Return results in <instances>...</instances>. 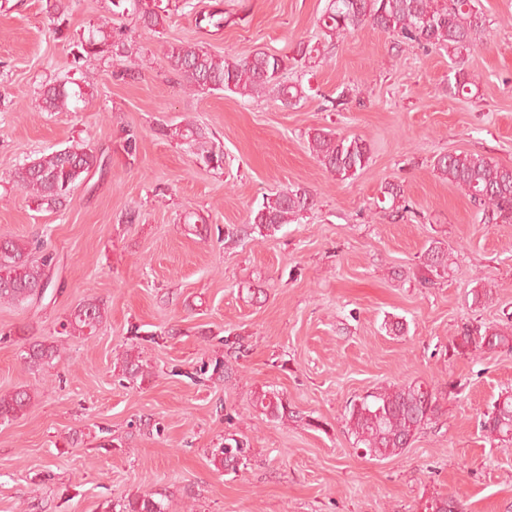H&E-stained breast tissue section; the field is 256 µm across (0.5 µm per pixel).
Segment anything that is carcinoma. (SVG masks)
<instances>
[{
  "label": "carcinoma",
  "instance_id": "cac0c4a2",
  "mask_svg": "<svg viewBox=\"0 0 512 512\" xmlns=\"http://www.w3.org/2000/svg\"><path fill=\"white\" fill-rule=\"evenodd\" d=\"M138 12L143 26L154 29L165 22V9L149 0H112V6L127 10L125 2ZM324 34L330 38L355 32L366 25L380 29L404 44L424 49H445L459 58L477 45L486 31V18L476 9L474 0H330L319 19ZM77 47L86 55L124 54L125 44L99 31L80 40ZM170 64L186 89L192 92L231 91L242 97L272 93L285 106L304 98L301 85L283 79V74L298 61H321L320 46L303 42L296 56H279L256 51L244 57H217L192 43L175 44L168 50ZM80 96L61 84H48L42 100L48 112H62L73 98ZM312 150L325 170L345 180L364 169L370 149L360 138L340 136L325 128L317 129L311 139ZM434 168L448 182L463 189L470 202L482 213L483 223H512V166L499 164L480 154L452 153L438 157ZM105 169L103 153L88 144L71 145L44 154L15 169L14 183L42 205L61 206L80 178ZM312 197L303 188L288 189L270 195L258 209L251 211L245 228L228 227L224 237L232 239L247 229L274 233L307 210ZM55 257L44 253L32 256L27 243L0 239V303L33 304L41 301L52 287L51 271ZM447 249L432 243L424 253V268L434 276L448 274ZM106 318V310L95 298L78 304L62 324L68 336H91ZM498 349L512 350V328L482 323L465 326L448 346L452 354L467 356ZM31 368L52 367L61 359L53 343L34 341L22 354ZM123 376L135 382L147 375L140 356L131 351L121 359ZM439 390L425 382L390 384L353 399L346 407L344 421L356 448L374 459L400 455L408 448L424 425L440 413ZM34 394L20 388L0 395V420L23 414L33 403ZM253 406L266 415L281 419L292 413L288 401L273 390L254 394ZM482 429L492 440L512 442V392L498 396L490 412L484 415ZM213 465L224 471H236L248 461L246 443L233 436L212 451ZM122 512H168L162 501L139 495L126 501ZM425 512H463L455 499L435 498Z\"/></svg>",
  "mask_w": 512,
  "mask_h": 512
}]
</instances>
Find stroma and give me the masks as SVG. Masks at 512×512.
I'll return each mask as SVG.
<instances>
[{"label":"stroma","mask_w":512,"mask_h":512,"mask_svg":"<svg viewBox=\"0 0 512 512\" xmlns=\"http://www.w3.org/2000/svg\"><path fill=\"white\" fill-rule=\"evenodd\" d=\"M162 3L168 17L151 30L135 13L113 15L111 0H66L57 19L47 0H0V237L53 252L61 286L35 306L0 304V394L37 393L23 415L0 421V512H119L140 494L169 512H424L450 496L465 512H512V444L481 428L512 392V351L448 353L465 324L512 315V223H483L434 167L461 152L512 166V0H476L488 25L464 55V96L446 51L398 45L369 26L324 40L329 0ZM211 12L222 27H198ZM98 27L127 56H80L78 41ZM180 42L223 57L321 43L326 58L286 72L306 93L286 107L269 95L186 90L167 58ZM70 82L86 92L78 110L44 111L42 88ZM189 121L205 139L171 136ZM316 128L363 139L368 165L337 180L310 148ZM130 133L133 157L123 150ZM81 141L103 151L106 168L63 206H38L15 186L18 165ZM211 150L223 152V168L201 162ZM388 182L404 189V217L378 206ZM289 187L314 196L298 221L225 240L221 227L246 224ZM201 224L207 236L196 235ZM435 241L451 264L427 284ZM482 286L494 295L477 306ZM256 287L265 299H251ZM91 297L107 312L95 334L63 335ZM392 320L406 332H390ZM37 340L59 346L53 368L24 363ZM128 350L147 366L145 381L123 378ZM218 360L230 378L200 374ZM414 380L458 390L403 453L363 455L344 422L348 402ZM269 389L292 417L253 406ZM228 434L251 449L234 473L211 462Z\"/></svg>","instance_id":"stroma-1"}]
</instances>
